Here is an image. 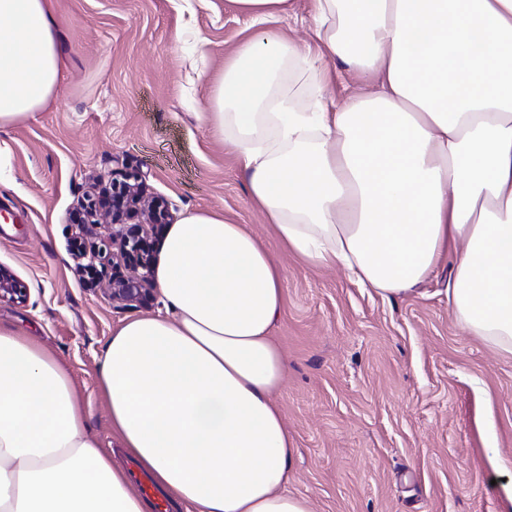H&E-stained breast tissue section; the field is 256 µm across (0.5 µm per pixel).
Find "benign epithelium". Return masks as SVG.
I'll use <instances>...</instances> for the list:
<instances>
[{
  "instance_id": "7a95c632",
  "label": "benign epithelium",
  "mask_w": 512,
  "mask_h": 512,
  "mask_svg": "<svg viewBox=\"0 0 512 512\" xmlns=\"http://www.w3.org/2000/svg\"><path fill=\"white\" fill-rule=\"evenodd\" d=\"M105 204L112 208L110 237L112 245L117 247L119 260L112 263V267H107L108 259L102 249L76 251L73 256L85 261L82 269L88 275L89 283L110 274L112 299L128 305L134 302L141 304L151 298L153 291L152 244L129 232L123 224V216L138 212L145 223L155 226L170 224L172 214L166 201L146 195L143 183L134 174L112 180L111 195L107 196ZM6 297L21 299L24 289L0 266V299Z\"/></svg>"
}]
</instances>
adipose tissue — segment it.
Here are the masks:
<instances>
[{"label":"adipose tissue","mask_w":512,"mask_h":512,"mask_svg":"<svg viewBox=\"0 0 512 512\" xmlns=\"http://www.w3.org/2000/svg\"><path fill=\"white\" fill-rule=\"evenodd\" d=\"M256 29L224 63L211 127L280 247L390 299L444 262L460 328L512 356V0H314V49L288 0H231ZM48 0H0V127L60 82ZM369 88L325 102V61ZM310 75L316 109L286 92ZM165 311L126 319L100 361L112 432L195 512H311L288 493L295 444L274 398L283 272L245 225L191 211L164 237ZM0 512H147L89 432L56 356L0 325ZM288 17L275 23L274 28L284 32L288 39L302 47L313 45V0H289Z\"/></svg>","instance_id":"ef3b65f1"}]
</instances>
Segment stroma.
Returning <instances> with one entry per match:
<instances>
[{
    "instance_id": "1",
    "label": "stroma",
    "mask_w": 512,
    "mask_h": 512,
    "mask_svg": "<svg viewBox=\"0 0 512 512\" xmlns=\"http://www.w3.org/2000/svg\"><path fill=\"white\" fill-rule=\"evenodd\" d=\"M62 48L45 110L0 128V266L25 290L0 322L54 351L83 397L87 424L116 464L98 366L112 329L154 314L159 295L123 305L91 286L75 236L111 248L110 210L78 227L97 182L138 173L174 220L213 211L245 225L284 271L274 336L288 357L276 395L296 452L287 490L312 512H506L496 448L512 469V358L463 332L441 289L385 300L340 268L276 248L250 204L231 146L206 114L224 60L249 19L230 0H50Z\"/></svg>"
}]
</instances>
